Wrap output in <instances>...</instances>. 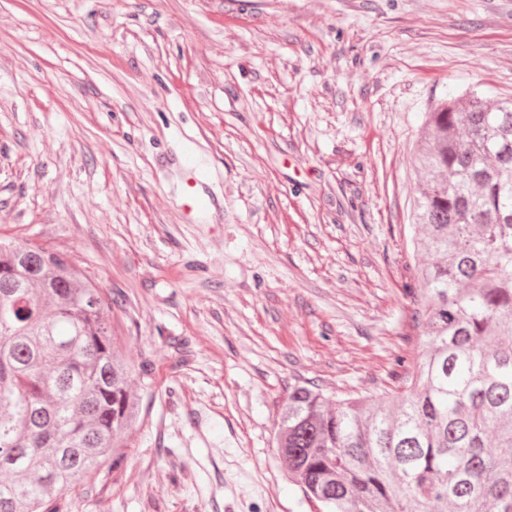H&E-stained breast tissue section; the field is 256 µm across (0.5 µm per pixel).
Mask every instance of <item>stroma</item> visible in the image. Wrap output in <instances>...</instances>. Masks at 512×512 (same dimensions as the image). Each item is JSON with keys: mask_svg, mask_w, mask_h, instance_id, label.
<instances>
[{"mask_svg": "<svg viewBox=\"0 0 512 512\" xmlns=\"http://www.w3.org/2000/svg\"><path fill=\"white\" fill-rule=\"evenodd\" d=\"M472 87L512 97V0H0V238L112 294L143 397L56 512H320L276 422L401 387L423 118ZM190 140L223 219L181 215Z\"/></svg>", "mask_w": 512, "mask_h": 512, "instance_id": "obj_1", "label": "stroma"}]
</instances>
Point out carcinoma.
Instances as JSON below:
<instances>
[{
    "mask_svg": "<svg viewBox=\"0 0 512 512\" xmlns=\"http://www.w3.org/2000/svg\"><path fill=\"white\" fill-rule=\"evenodd\" d=\"M422 138V351L396 393L295 385L274 435L325 512H512V98L449 97ZM111 312L69 252L0 240V512H54L122 459L141 404Z\"/></svg>",
    "mask_w": 512,
    "mask_h": 512,
    "instance_id": "cac0c4a2",
    "label": "carcinoma"
}]
</instances>
